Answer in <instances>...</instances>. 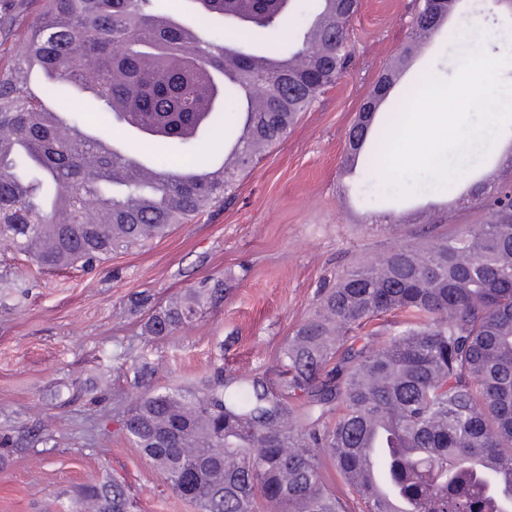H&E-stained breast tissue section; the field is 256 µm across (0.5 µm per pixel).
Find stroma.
Instances as JSON below:
<instances>
[{
	"instance_id": "stroma-1",
	"label": "stroma",
	"mask_w": 512,
	"mask_h": 512,
	"mask_svg": "<svg viewBox=\"0 0 512 512\" xmlns=\"http://www.w3.org/2000/svg\"><path fill=\"white\" fill-rule=\"evenodd\" d=\"M414 3L360 0L348 69L223 206L90 273H42L0 247V436L37 429L57 438L0 447V512H67L79 487L108 474L125 484L134 512H197L115 425L103 423L138 398L137 370L151 367L155 389L250 375L277 380L281 350L313 314L322 285L393 249L423 247L419 225L386 224L383 215L445 205L449 221L434 232L477 222L457 183L398 196L379 172L344 171L349 129L407 43ZM445 27L416 54L403 84L427 70L453 78L470 52L512 56V23L480 10L477 0H460ZM507 144L501 131L486 155L471 148L450 161L476 179L495 168ZM205 278L223 281L221 304L173 335L142 336L132 295H147L154 306Z\"/></svg>"
}]
</instances>
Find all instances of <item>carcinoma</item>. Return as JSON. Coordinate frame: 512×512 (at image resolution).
<instances>
[{
  "mask_svg": "<svg viewBox=\"0 0 512 512\" xmlns=\"http://www.w3.org/2000/svg\"><path fill=\"white\" fill-rule=\"evenodd\" d=\"M190 2L198 16L190 26L157 13L155 0H19L0 10V36L25 29L0 66V237L37 265L91 271L224 202L350 63L359 0H319L278 52L259 46L292 0ZM456 2L419 0L395 66L408 67ZM188 28L203 40L184 54ZM117 41L126 45L120 57ZM91 61L101 113L126 100L151 113L150 137L169 142L173 160L145 167L109 152L102 125L96 138L84 135L86 121L68 113L60 86L85 80ZM404 101L359 113L347 168L361 157L377 166L379 153L365 152L369 135L391 127ZM202 117L228 143L219 175L207 138L181 139ZM466 192L484 211L479 223L421 249H394L324 289L288 339L277 381L148 389L115 416L118 431L198 512H379L367 490L372 450L411 512H491L498 480L512 481V167ZM223 299L224 282L204 279L151 311L145 333L172 335ZM398 314V334L356 346L357 332ZM326 456L352 502L324 482ZM472 458L495 466L485 495L464 467ZM85 500L96 512H131L124 485L109 477L83 488L70 512Z\"/></svg>",
  "mask_w": 512,
  "mask_h": 512,
  "instance_id": "cac0c4a2",
  "label": "carcinoma"
}]
</instances>
